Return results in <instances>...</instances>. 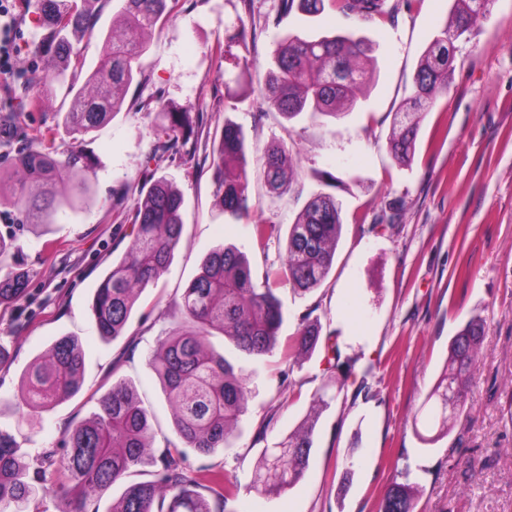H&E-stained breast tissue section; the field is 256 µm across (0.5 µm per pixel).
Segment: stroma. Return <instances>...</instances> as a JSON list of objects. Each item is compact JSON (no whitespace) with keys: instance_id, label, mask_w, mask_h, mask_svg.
<instances>
[{"instance_id":"stroma-1","label":"stroma","mask_w":512,"mask_h":512,"mask_svg":"<svg viewBox=\"0 0 512 512\" xmlns=\"http://www.w3.org/2000/svg\"><path fill=\"white\" fill-rule=\"evenodd\" d=\"M394 19L362 20L323 13L280 17V0H172L149 36L142 58L147 81L131 86L121 112L86 138L97 162L89 205L58 223L34 226L0 205V238L13 242L12 261L32 272L25 298L0 307V429L22 451L57 448L65 428L96 409L94 392L114 380L131 382L151 412L155 447L171 436L170 408L146 358L173 317L171 299L199 273L206 254L223 245L242 249L253 277L283 265L284 241L260 247L252 221L288 226L310 196L328 192L341 206L342 233L333 268L310 293L279 283L285 322L281 339L305 314L336 337L355 373L337 388L322 352L286 368L279 354L256 360L230 352L251 396L233 447L201 455L196 469H224L238 484L230 512H377L401 472L419 487L418 512H512V0L455 43L446 94L423 113L413 162L388 151L393 120L412 95V78L429 42L451 19L452 0H388ZM117 0H95L96 35L80 45L85 70L96 67L112 28ZM17 68L35 60L44 28L37 0H19ZM246 29L247 42L228 38ZM355 30L375 46V70L352 111L338 117L302 115L287 121L261 97L279 36ZM200 114L183 151L152 158L163 106ZM248 133V169L257 171L267 147L291 149L297 181L276 196L252 180V221L227 223L212 169L215 138L225 117ZM167 177L182 194L183 234L156 287L146 289L123 336H98L90 311L95 289L127 251L131 218L145 171ZM331 173L333 185L321 176ZM396 223L377 218L390 201ZM484 332L465 412L448 435L424 445L413 419L434 387L448 343L470 319ZM62 336L84 352V384L72 399L36 416L15 404L27 365ZM332 401L317 422L303 477L279 495H258L255 470L263 448L294 430L311 397ZM357 465L342 487V463Z\"/></svg>"}]
</instances>
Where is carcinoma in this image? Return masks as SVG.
I'll return each mask as SVG.
<instances>
[{
	"label": "carcinoma",
	"mask_w": 512,
	"mask_h": 512,
	"mask_svg": "<svg viewBox=\"0 0 512 512\" xmlns=\"http://www.w3.org/2000/svg\"><path fill=\"white\" fill-rule=\"evenodd\" d=\"M45 33L36 51L56 59L60 83L72 96L61 123L28 144L19 132L0 140V148L13 154L11 169L0 170V205H14L28 224H55L59 215L87 206L91 185L89 173L95 160L83 147L84 136L121 111L127 90L143 83L140 59L145 37L168 13V0H120V23L105 36L103 55L97 66L81 77L80 43L94 35L93 11L87 0H38ZM286 17L293 7L316 16L330 9L346 17L364 19L393 17L387 0H281ZM490 0H453L451 24L429 43L413 75L411 106L396 113L388 150L401 166L414 156L421 113L448 91L453 72L454 41L470 32L486 17ZM372 47L352 32L310 40L288 33L274 50L264 101L291 121L308 113L336 118L354 107L365 85L372 61ZM45 70L32 68L18 86L17 105L34 110L43 105ZM161 127L164 141L157 150L179 151L195 132L199 117L187 111L166 109ZM69 138L60 152L55 141L60 133ZM247 139L243 127L227 119L214 148L216 196L229 218H250L255 204L249 194ZM290 151L272 145L264 152L262 175L274 193L289 189L293 181ZM133 214L135 239L122 258L96 289L91 311L96 331L104 339L122 335L143 291L167 271L182 231L183 196L164 177L149 172ZM339 204L334 196L317 193L289 225L286 260L276 276L293 290L306 294L329 275L341 236ZM252 237L260 246L281 238V225L258 222ZM31 272L13 265L0 274V306L20 301ZM178 318L149 354V368L159 379L172 415L176 440L153 446L150 412L134 386L124 379L112 382L96 403L90 417L72 425L65 434L64 452L45 450L32 458L19 452L15 437L0 430V512H15L18 503L29 506L33 486L55 503V512L89 510L118 481L138 467L154 466L153 479L132 483L112 501L109 512H227L236 496L237 481L223 470L185 465L186 449L208 455L233 447L240 417L245 412L250 389L234 364L210 341L212 331L230 345L255 359L282 349L290 365L316 351L322 326L305 315L294 340L280 347V329L285 315L270 282L254 281L246 255L234 245L212 250L199 274L183 293L172 300ZM482 338L481 324L470 320L448 344V356L429 393L418 436L433 444L448 435V389L457 393L458 412L465 410ZM326 371L340 385L352 370L342 358L337 341L325 344ZM84 357L71 336L55 340L35 359L22 376L17 392L19 405L31 415L76 396L83 386ZM328 405L324 394L312 398L311 414L276 446L263 449L255 474L257 493L284 491L304 475L308 464L318 411ZM417 500L409 474L386 490L379 512H416Z\"/></svg>",
	"instance_id": "obj_1"
}]
</instances>
